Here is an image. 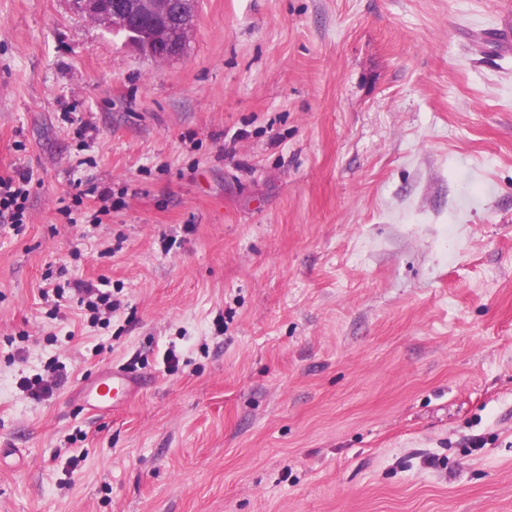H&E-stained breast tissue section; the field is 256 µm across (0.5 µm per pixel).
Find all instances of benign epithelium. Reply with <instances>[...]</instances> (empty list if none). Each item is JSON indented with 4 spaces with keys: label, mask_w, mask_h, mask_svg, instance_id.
I'll return each mask as SVG.
<instances>
[{
    "label": "benign epithelium",
    "mask_w": 512,
    "mask_h": 512,
    "mask_svg": "<svg viewBox=\"0 0 512 512\" xmlns=\"http://www.w3.org/2000/svg\"><path fill=\"white\" fill-rule=\"evenodd\" d=\"M75 7L103 28L133 31V48L157 57L163 48L182 55L194 25L198 0H72Z\"/></svg>",
    "instance_id": "benign-epithelium-1"
}]
</instances>
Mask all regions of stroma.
<instances>
[{
	"label": "stroma",
	"mask_w": 512,
	"mask_h": 512,
	"mask_svg": "<svg viewBox=\"0 0 512 512\" xmlns=\"http://www.w3.org/2000/svg\"><path fill=\"white\" fill-rule=\"evenodd\" d=\"M15 170L0 512H512V0H199L166 61L0 0ZM31 173L0 174V223L24 224L30 197ZM68 285L72 296L80 305L87 307V310L93 314V319H97L101 311L110 315L120 307V302L112 299V292L109 289L99 287V285L106 286V284L97 285L90 281L75 280L72 283L69 282ZM65 382L66 377L58 369L51 367L49 368V374L46 376L37 375L34 378H22L19 388L29 398L41 401L51 397ZM138 386L139 382L131 372L121 367H113L98 378L86 382L80 393L89 408L98 411L114 407L119 401L131 396ZM119 394L120 398H117Z\"/></svg>",
	"instance_id": "1"
}]
</instances>
